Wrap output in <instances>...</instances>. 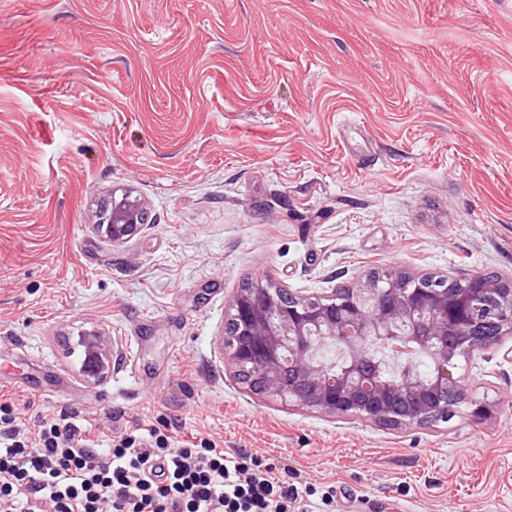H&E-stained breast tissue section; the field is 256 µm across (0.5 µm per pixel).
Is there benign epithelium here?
<instances>
[{
	"mask_svg": "<svg viewBox=\"0 0 512 512\" xmlns=\"http://www.w3.org/2000/svg\"><path fill=\"white\" fill-rule=\"evenodd\" d=\"M136 200L113 204L99 225L120 244L143 227ZM492 311L498 336L512 335V281L474 275L455 284L434 276L377 271L358 286L302 295L270 277L245 282L225 313L224 361L256 395L278 398L332 417L359 416L394 427L430 425L456 413L444 397L464 388L461 356H483L491 344L477 334ZM415 343L434 364L424 379L410 368L382 379L369 367L372 340ZM79 377L100 384L112 373L114 346L100 331L78 338ZM349 351L338 372L319 355L323 347Z\"/></svg>",
	"mask_w": 512,
	"mask_h": 512,
	"instance_id": "7a95c632",
	"label": "benign epithelium"
}]
</instances>
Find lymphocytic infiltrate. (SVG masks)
I'll return each mask as SVG.
<instances>
[{
	"instance_id": "lymphocytic-infiltrate-1",
	"label": "lymphocytic infiltrate",
	"mask_w": 512,
	"mask_h": 512,
	"mask_svg": "<svg viewBox=\"0 0 512 512\" xmlns=\"http://www.w3.org/2000/svg\"><path fill=\"white\" fill-rule=\"evenodd\" d=\"M332 491L298 487L247 449L202 438L173 445L153 428L101 447L63 415L21 431L0 400V512H302Z\"/></svg>"
}]
</instances>
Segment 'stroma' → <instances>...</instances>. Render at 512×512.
Instances as JSON below:
<instances>
[{
  "label": "stroma",
  "mask_w": 512,
  "mask_h": 512,
  "mask_svg": "<svg viewBox=\"0 0 512 512\" xmlns=\"http://www.w3.org/2000/svg\"><path fill=\"white\" fill-rule=\"evenodd\" d=\"M139 200L121 244L96 229ZM512 278V0H0V382L21 428L178 422L335 487L309 512H512V337L482 417L393 428L251 393L225 310L263 276ZM119 347L104 383L73 344Z\"/></svg>",
  "instance_id": "35a3bbf8"
}]
</instances>
